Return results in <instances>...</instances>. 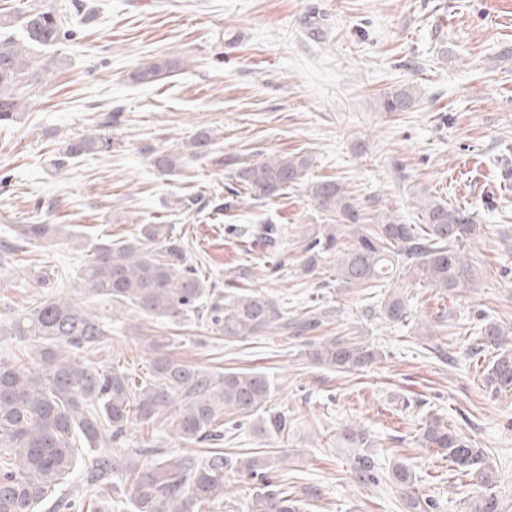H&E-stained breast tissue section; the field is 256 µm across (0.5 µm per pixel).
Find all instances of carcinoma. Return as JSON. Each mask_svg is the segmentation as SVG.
<instances>
[{
  "label": "carcinoma",
  "instance_id": "cac0c4a2",
  "mask_svg": "<svg viewBox=\"0 0 512 512\" xmlns=\"http://www.w3.org/2000/svg\"><path fill=\"white\" fill-rule=\"evenodd\" d=\"M1 29L7 43L0 46V124H7L18 112L20 89L35 66L29 51L57 44L72 29L57 11L37 6L20 16L0 13ZM181 65L178 58L153 57L131 79L154 83L173 76ZM417 102V92L402 86L383 97L381 109L407 112ZM211 143L210 132L200 131L186 144L187 152H160L153 157L154 166L171 174L187 160L207 154ZM111 148L107 137L82 135L58 151L57 167ZM310 166L305 155L267 157L237 167L233 178L254 199L268 201L305 182ZM310 195L321 210L335 215L336 223L315 229L303 270L312 274L333 255L339 290L388 287L381 307L385 321L400 325L410 316L399 287L406 277L448 293L477 286L478 273L462 254V247L483 231L471 209L428 194L420 203L424 223L399 224L378 214L368 224L336 180L312 182ZM72 235L67 224H20L11 238L0 240V271L16 262L25 245ZM78 279L74 294H49L10 325L8 335L29 341L28 357L36 369L0 358V512H38L46 502L54 509L74 510L77 503L56 497V492L80 472L86 489L102 491L94 512H196L199 503L224 499L226 475L234 471L257 481L247 512H302L300 500L269 475L275 457L263 450L227 455L219 447L226 417L252 418L256 431L270 438L288 432V414L270 407L272 384L266 374L192 366L164 354L165 343L158 339L149 341L151 370L138 380L113 366H96L84 353L111 336L112 320L120 315L180 326L208 296L207 320L228 340L254 338L275 328L294 335L316 331L327 312L312 310L290 318L261 292L224 297L200 275L170 224H140L128 240L91 244ZM486 347L496 350L486 386L495 393L512 389V327L487 323L475 350ZM310 358L333 371L352 373L377 364L382 352L349 334L320 338ZM134 420L163 424L180 441L212 447L203 456L154 447L122 458L118 448ZM342 438L348 447L362 449L351 470L355 481H375L368 431L348 427ZM416 445L444 455L456 470L476 478L484 492L471 512H500L488 456L448 422L430 414L416 434ZM144 454L152 459L140 461ZM388 480L400 490L407 512H433L432 499L415 488L417 477L405 462H392ZM114 493L125 499L127 509L115 508Z\"/></svg>",
  "mask_w": 512,
  "mask_h": 512
}]
</instances>
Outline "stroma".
<instances>
[{"label": "stroma", "instance_id": "1", "mask_svg": "<svg viewBox=\"0 0 512 512\" xmlns=\"http://www.w3.org/2000/svg\"><path fill=\"white\" fill-rule=\"evenodd\" d=\"M94 19L74 20L73 38L37 51L42 67L23 89L14 122L0 126V237L16 224H72L83 240L26 246L0 274V325L45 295L78 288L89 241L131 238L137 225L170 224L210 282L261 291L291 316L330 313L324 336L355 334L384 356L347 374L315 365L311 334L281 330L240 341L218 336L200 317L177 331L142 319L141 335L112 325L90 352L95 363L141 375L148 336L210 370L264 372L272 407L288 413L276 448L275 481L303 500L304 512H405L387 479L394 459L411 464L434 512H469L474 479L417 447L432 413L484 449L497 474L502 512H512V390L491 392L492 349L474 353L486 320L512 325V0H88ZM183 66L152 84L131 73L155 56ZM415 86L419 103L389 114L381 100ZM213 149L172 176L153 168L156 151H180L199 131ZM97 131L112 138L63 168V141ZM309 157L310 179L333 178L367 215L422 221L428 192L477 213L484 232L464 255L477 287L448 294L403 282L411 315L395 326L379 314L384 289L339 293L301 271L315 224L328 223L307 186L222 210L244 162L285 154ZM205 195L208 208L172 210L176 197ZM279 225L278 251L255 234ZM350 426L375 444L377 481L351 478ZM255 488L246 473L226 480L224 500L197 512H245ZM318 496H310V489Z\"/></svg>", "mask_w": 512, "mask_h": 512}]
</instances>
